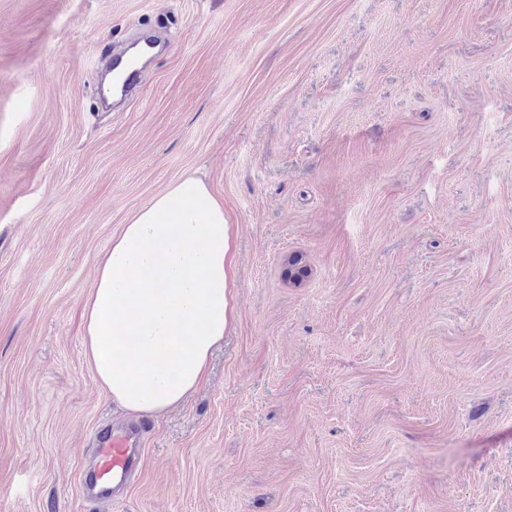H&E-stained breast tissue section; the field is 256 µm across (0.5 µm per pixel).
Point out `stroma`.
Returning a JSON list of instances; mask_svg holds the SVG:
<instances>
[{"label":"stroma","mask_w":512,"mask_h":512,"mask_svg":"<svg viewBox=\"0 0 512 512\" xmlns=\"http://www.w3.org/2000/svg\"><path fill=\"white\" fill-rule=\"evenodd\" d=\"M187 174L239 228L237 319L90 504L127 415L83 305ZM0 512H512V0H0ZM142 426H113L98 432L96 467L82 477V494L90 501L109 502L142 461Z\"/></svg>","instance_id":"obj_1"}]
</instances>
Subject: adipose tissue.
I'll return each mask as SVG.
<instances>
[{
    "mask_svg": "<svg viewBox=\"0 0 512 512\" xmlns=\"http://www.w3.org/2000/svg\"><path fill=\"white\" fill-rule=\"evenodd\" d=\"M237 227L187 176L133 211L98 260L83 306L85 357L113 402L160 415L205 380L237 317Z\"/></svg>",
    "mask_w": 512,
    "mask_h": 512,
    "instance_id": "ef3b65f1",
    "label": "adipose tissue"
}]
</instances>
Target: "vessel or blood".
Segmentation results:
<instances>
[{
    "instance_id": "b4317fda",
    "label": "vessel or blood",
    "mask_w": 512,
    "mask_h": 512,
    "mask_svg": "<svg viewBox=\"0 0 512 512\" xmlns=\"http://www.w3.org/2000/svg\"><path fill=\"white\" fill-rule=\"evenodd\" d=\"M143 432V427L132 425L98 432L94 448L97 465L81 480L87 500L104 503L117 495L142 461Z\"/></svg>"
}]
</instances>
